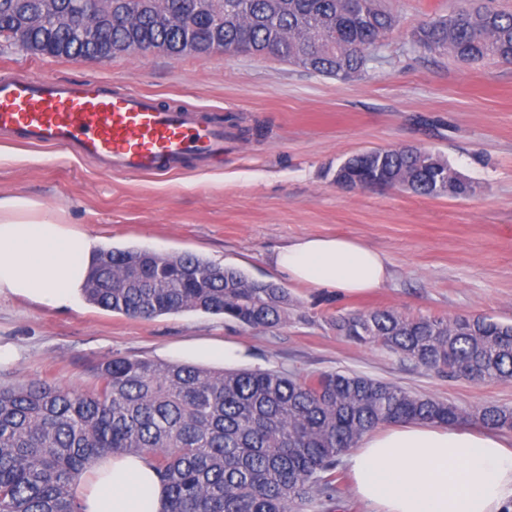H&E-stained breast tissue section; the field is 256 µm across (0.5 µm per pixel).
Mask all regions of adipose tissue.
Listing matches in <instances>:
<instances>
[{
  "label": "adipose tissue",
  "mask_w": 512,
  "mask_h": 512,
  "mask_svg": "<svg viewBox=\"0 0 512 512\" xmlns=\"http://www.w3.org/2000/svg\"><path fill=\"white\" fill-rule=\"evenodd\" d=\"M103 242L65 209L27 194H0V297L75 307ZM272 264L288 280L351 296L382 287L387 257L348 236H302ZM356 493L373 512H512V439L460 425L402 422L365 435L348 458ZM165 492L150 462H96L84 512H160Z\"/></svg>",
  "instance_id": "adipose-tissue-1"
}]
</instances>
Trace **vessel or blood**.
<instances>
[{"label":"vessel or blood","instance_id":"b4317fda","mask_svg":"<svg viewBox=\"0 0 512 512\" xmlns=\"http://www.w3.org/2000/svg\"><path fill=\"white\" fill-rule=\"evenodd\" d=\"M0 130L27 145L94 158L110 174L175 173L188 160L207 164L224 154L223 126L89 78L0 80Z\"/></svg>","mask_w":512,"mask_h":512}]
</instances>
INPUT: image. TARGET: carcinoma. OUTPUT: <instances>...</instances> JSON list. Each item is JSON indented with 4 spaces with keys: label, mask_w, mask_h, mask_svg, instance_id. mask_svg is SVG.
Wrapping results in <instances>:
<instances>
[{
    "label": "carcinoma",
    "mask_w": 512,
    "mask_h": 512,
    "mask_svg": "<svg viewBox=\"0 0 512 512\" xmlns=\"http://www.w3.org/2000/svg\"><path fill=\"white\" fill-rule=\"evenodd\" d=\"M31 0H0V33L21 50L98 59L102 45L170 46L175 60L221 53L271 56L311 73L347 78L398 23L378 0H115L103 44L60 28L21 26ZM190 13L191 28L170 18ZM412 41L470 64L512 62V12L474 3L422 23ZM342 186L410 185L420 196L473 187L444 156L417 147L353 155L336 169ZM85 298L131 318L201 310L250 328L288 315V290L191 254L99 253ZM336 332L379 345L428 369L473 381H512V324L486 316L405 318L388 309L338 313ZM91 389L41 380L0 389V512H82L74 488L97 459L138 455L166 490L161 512H322L339 507L338 466L362 436L384 424L474 423L512 431V409L465 413L450 401L391 382L335 372L213 370L113 357L93 367Z\"/></svg>",
    "instance_id": "cac0c4a2"
}]
</instances>
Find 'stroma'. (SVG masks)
<instances>
[{"label": "stroma", "mask_w": 512, "mask_h": 512, "mask_svg": "<svg viewBox=\"0 0 512 512\" xmlns=\"http://www.w3.org/2000/svg\"><path fill=\"white\" fill-rule=\"evenodd\" d=\"M471 0H382L400 23L348 78L312 74L268 57L163 54L69 61L20 51L0 38V79L96 77L190 105L235 132L224 160L165 175L104 174L92 159L23 145L0 132V193L66 209L114 250L191 253L288 290L286 323L252 329L203 311L133 319L81 302L55 310L0 298V384L36 380L86 389L111 357L214 370L288 375L348 371L472 411L512 408V381L473 382L426 369L378 346L337 335L339 312L391 309L405 317L482 315L512 323V64L459 62L412 43L427 17ZM414 145L443 155L475 188L426 198L404 187L349 190L336 182L350 155ZM303 235H346L385 254L382 288L346 297L289 283L274 252ZM233 342L232 364L192 352Z\"/></svg>", "instance_id": "1"}]
</instances>
